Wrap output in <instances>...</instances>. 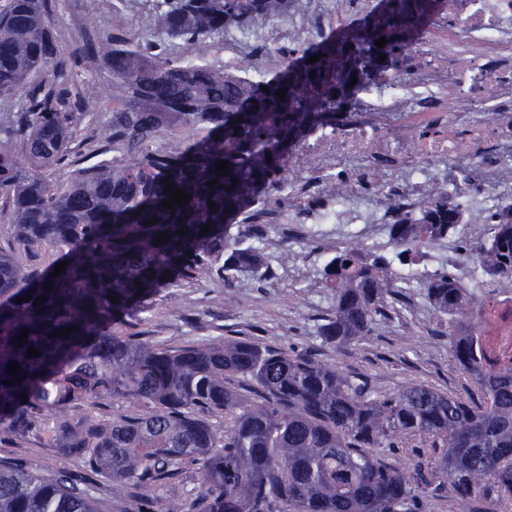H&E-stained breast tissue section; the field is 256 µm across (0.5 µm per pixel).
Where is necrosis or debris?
I'll use <instances>...</instances> for the list:
<instances>
[{
    "label": "necrosis or debris",
    "mask_w": 512,
    "mask_h": 512,
    "mask_svg": "<svg viewBox=\"0 0 512 512\" xmlns=\"http://www.w3.org/2000/svg\"><path fill=\"white\" fill-rule=\"evenodd\" d=\"M319 4L290 0L287 18L262 26L258 40L233 39L225 71L255 83L258 49L274 56L332 37L353 44L383 9L381 0H338L331 17ZM351 94L335 125L315 128L289 155L287 210H270L260 196L247 223L281 224L290 238L363 254L386 246L390 224L418 216L442 192L462 211L461 232L483 234L481 214L512 216V0H430L396 62ZM447 264L512 322V291L460 261L456 237L393 276L420 288Z\"/></svg>",
    "instance_id": "necrosis-or-debris-1"
}]
</instances>
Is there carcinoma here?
I'll return each instance as SVG.
<instances>
[{
  "label": "carcinoma",
  "instance_id": "carcinoma-1",
  "mask_svg": "<svg viewBox=\"0 0 512 512\" xmlns=\"http://www.w3.org/2000/svg\"><path fill=\"white\" fill-rule=\"evenodd\" d=\"M143 4L137 38L88 46L112 81L78 86L48 0H0V97L23 103L0 116V223L16 230L13 245L0 246V429L40 422L92 471L136 490L193 467L201 487L191 512H411L419 495L446 490L463 512L512 502V330L473 322L471 296L445 272L423 296L449 317L453 358L476 388L467 399L425 383L379 396L362 376L253 339L170 350L134 330L137 313L166 289L214 278L232 288L248 272L266 278L263 234L238 217L259 192L288 203L280 186L288 155L307 130L336 120V87L344 96L353 72H373L366 53L332 41L283 49L272 78L244 86L196 53L218 48L231 29L245 34L288 13V0ZM406 10L423 4L393 3L385 20L368 22V36L386 38L371 52L387 60L402 52ZM109 107L112 158L78 166V116ZM184 125L196 128L194 139L174 151L157 146ZM221 160L232 165L226 174L215 168ZM47 168L68 173L52 179ZM168 187L191 195L188 204L162 206ZM149 219L157 223L144 225ZM458 221L438 196L418 221L390 225V252L360 261L338 248L324 268L334 308L318 326L322 341L341 352L385 326L386 303L402 297L393 265L448 239ZM488 223V237L462 248L512 289V220ZM166 230L170 240L156 242ZM42 250L56 259L37 270L32 258ZM59 262L67 266L54 277ZM12 362L21 370H7ZM108 397L132 400L141 413L68 419L72 403ZM219 414L221 428L209 420ZM411 440L421 450L404 472L388 457ZM45 470L51 478L0 464V512H96L86 480L54 459Z\"/></svg>",
  "mask_w": 512,
  "mask_h": 512
}]
</instances>
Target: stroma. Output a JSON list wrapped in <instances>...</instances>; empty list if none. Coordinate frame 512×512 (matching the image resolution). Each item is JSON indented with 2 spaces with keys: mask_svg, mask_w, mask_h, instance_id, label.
<instances>
[{
  "mask_svg": "<svg viewBox=\"0 0 512 512\" xmlns=\"http://www.w3.org/2000/svg\"><path fill=\"white\" fill-rule=\"evenodd\" d=\"M133 23L129 0H52L51 31L70 52L97 37L130 31ZM289 248L296 259L288 266L280 263L279 250L267 251L271 280L242 276L231 288L201 281L159 294L139 314V331L174 348L225 336L254 338L313 355L345 374H366L382 395L413 383L458 396L470 390L450 349L447 319L427 310L419 294L391 309L388 328L346 350L323 343L316 330L334 303L330 289L323 286L324 245L293 242ZM48 458L60 459L76 472L82 469L78 458L57 448L39 429L0 435V460H21L36 470ZM168 494V484H156L141 498L114 481L96 484L93 492L100 512H142L146 500H162Z\"/></svg>",
  "mask_w": 512,
  "mask_h": 512,
  "instance_id": "1",
  "label": "stroma"
}]
</instances>
